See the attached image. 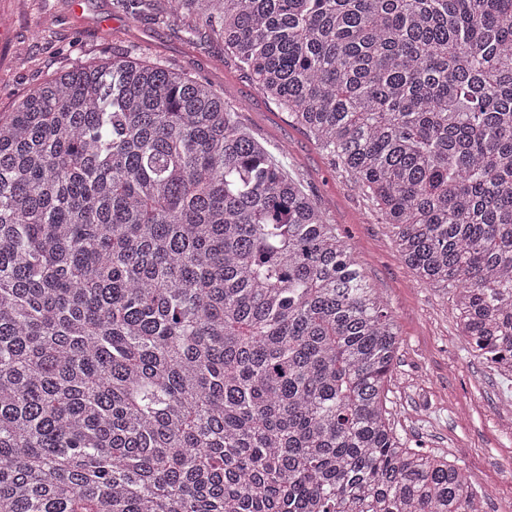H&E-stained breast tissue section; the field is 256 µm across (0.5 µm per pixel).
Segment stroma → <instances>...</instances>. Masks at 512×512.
I'll return each instance as SVG.
<instances>
[{
    "label": "stroma",
    "mask_w": 512,
    "mask_h": 512,
    "mask_svg": "<svg viewBox=\"0 0 512 512\" xmlns=\"http://www.w3.org/2000/svg\"><path fill=\"white\" fill-rule=\"evenodd\" d=\"M9 41L0 44V113L59 69L129 50L210 82L238 105L259 137L285 146L298 173L336 220L367 282L393 311L401 335L388 383L394 427L409 447L447 455L469 485L485 493L486 512L512 502V431L502 410L512 405V381L474 359L460 336L453 296L421 281L401 260L392 229L344 174L239 69L213 32L188 37L192 20L170 15L166 0L132 10L118 0H0Z\"/></svg>",
    "instance_id": "stroma-1"
}]
</instances>
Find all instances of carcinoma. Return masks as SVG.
<instances>
[{"mask_svg":"<svg viewBox=\"0 0 512 512\" xmlns=\"http://www.w3.org/2000/svg\"><path fill=\"white\" fill-rule=\"evenodd\" d=\"M512 380V0H171ZM224 92L112 54L0 114V512H483L394 315Z\"/></svg>","mask_w":512,"mask_h":512,"instance_id":"obj_1","label":"carcinoma"}]
</instances>
